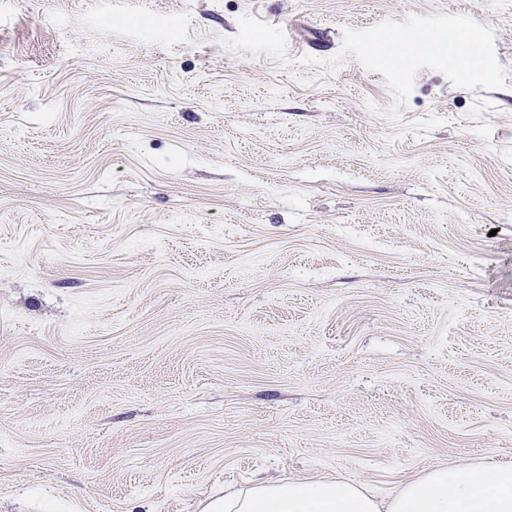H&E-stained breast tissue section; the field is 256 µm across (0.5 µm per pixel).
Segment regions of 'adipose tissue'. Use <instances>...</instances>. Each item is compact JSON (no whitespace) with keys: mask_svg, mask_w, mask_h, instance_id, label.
<instances>
[{"mask_svg":"<svg viewBox=\"0 0 512 512\" xmlns=\"http://www.w3.org/2000/svg\"><path fill=\"white\" fill-rule=\"evenodd\" d=\"M202 512H512V463L432 467L385 498L352 481L262 479Z\"/></svg>","mask_w":512,"mask_h":512,"instance_id":"obj_1","label":"adipose tissue"}]
</instances>
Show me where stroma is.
Masks as SVG:
<instances>
[{
  "label": "stroma",
  "mask_w": 512,
  "mask_h": 512,
  "mask_svg": "<svg viewBox=\"0 0 512 512\" xmlns=\"http://www.w3.org/2000/svg\"><path fill=\"white\" fill-rule=\"evenodd\" d=\"M295 29L292 65L235 52ZM491 26L504 88L323 61ZM308 55L316 63L296 65ZM512 461V0H0V512L386 497Z\"/></svg>",
  "instance_id": "obj_1"
}]
</instances>
